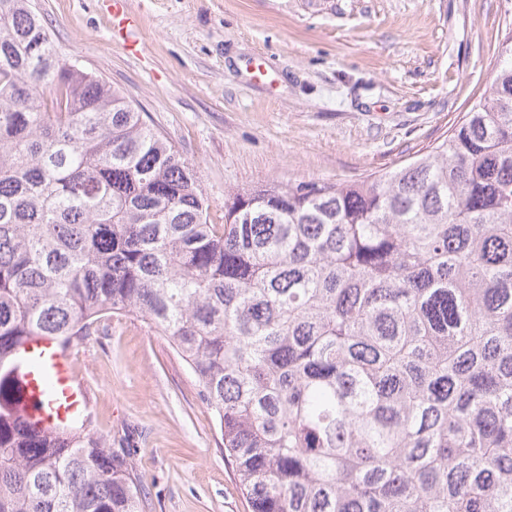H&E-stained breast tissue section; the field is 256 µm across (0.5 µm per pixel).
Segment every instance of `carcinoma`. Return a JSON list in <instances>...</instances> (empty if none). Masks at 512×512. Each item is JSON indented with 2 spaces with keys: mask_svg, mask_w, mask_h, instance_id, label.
Segmentation results:
<instances>
[{
  "mask_svg": "<svg viewBox=\"0 0 512 512\" xmlns=\"http://www.w3.org/2000/svg\"><path fill=\"white\" fill-rule=\"evenodd\" d=\"M449 136L377 175L226 193L0 0V399L110 315L167 337L252 512H512V29ZM127 458L0 404V512H142Z\"/></svg>",
  "mask_w": 512,
  "mask_h": 512,
  "instance_id": "cac0c4a2",
  "label": "carcinoma"
}]
</instances>
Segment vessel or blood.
<instances>
[{"label": "vessel or blood", "instance_id": "vessel-or-blood-1", "mask_svg": "<svg viewBox=\"0 0 512 512\" xmlns=\"http://www.w3.org/2000/svg\"><path fill=\"white\" fill-rule=\"evenodd\" d=\"M15 360L26 386L16 415L26 426L48 431L88 411L89 396L77 381L68 349L51 338L34 336L17 350Z\"/></svg>", "mask_w": 512, "mask_h": 512}]
</instances>
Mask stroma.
<instances>
[{
    "label": "stroma",
    "mask_w": 512,
    "mask_h": 512,
    "mask_svg": "<svg viewBox=\"0 0 512 512\" xmlns=\"http://www.w3.org/2000/svg\"><path fill=\"white\" fill-rule=\"evenodd\" d=\"M70 60L119 88L227 188L343 182L446 135L497 64L512 0H34ZM86 425L126 456L144 512H251L212 410L167 337L115 316L71 345Z\"/></svg>",
    "instance_id": "stroma-1"
}]
</instances>
